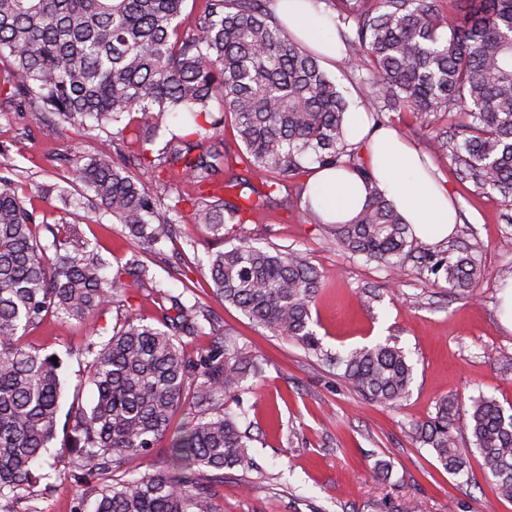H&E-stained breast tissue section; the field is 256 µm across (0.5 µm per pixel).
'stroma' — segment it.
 Masks as SVG:
<instances>
[{
	"label": "stroma",
	"mask_w": 512,
	"mask_h": 512,
	"mask_svg": "<svg viewBox=\"0 0 512 512\" xmlns=\"http://www.w3.org/2000/svg\"><path fill=\"white\" fill-rule=\"evenodd\" d=\"M324 70L349 106L371 116L378 112L363 71L347 69L340 60ZM384 126L418 149L428 171L456 200L461 222L447 248L482 241L480 259L488 276L473 296L454 297L445 280H429L414 270L396 276L342 253L305 200L293 194L277 195L262 214L225 225L223 237H216L192 223L190 205L179 203L188 186H163L148 173L142 177L146 187L180 209L179 234L164 242L159 254L143 255L153 287L131 293L129 307L100 311L94 326L50 314L24 337L63 362L59 419H66L73 400L86 405L93 398L92 387L83 382L91 360L87 342L106 343L129 312L151 322L155 291L161 288L212 310L238 345L264 363L260 380H246L241 401L227 403L230 412H248L251 452L259 470L246 477L225 471L216 487L221 512H399L409 500L418 502L420 512H512V499L484 480L478 453L470 454L468 473L453 475L429 449L419 447L410 431L412 423L433 415L438 401L454 393L481 394L512 407V331L499 321L498 298L500 281L512 276V247L504 245L512 239V207L498 193L460 182L453 160L433 153L427 138L416 134L411 113H387ZM105 136L90 118L59 130L42 113L0 106V150L19 167L15 180L25 205L44 212L51 224L66 218L115 270L137 247L97 207L69 164L73 156L95 154ZM242 237L270 251L299 252L327 274V286L312 311L326 349L345 351L387 339L408 352L414 382L402 406L392 410L367 403L346 387L336 369L288 337L254 326L215 296L210 257ZM382 460L391 464L385 476L374 472ZM82 489L71 478L49 479L32 506L35 512H74Z\"/></svg>",
	"instance_id": "obj_1"
}]
</instances>
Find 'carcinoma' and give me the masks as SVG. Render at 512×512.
Instances as JSON below:
<instances>
[{
	"label": "carcinoma",
	"mask_w": 512,
	"mask_h": 512,
	"mask_svg": "<svg viewBox=\"0 0 512 512\" xmlns=\"http://www.w3.org/2000/svg\"><path fill=\"white\" fill-rule=\"evenodd\" d=\"M186 0H0V53L12 58L17 80L5 102L48 113L61 123L88 117L117 126L109 146L72 172L144 251L172 238L175 221L162 198L146 190L137 171L167 173L197 196H181L194 222L224 237V225L266 209L289 191L309 158L346 166L373 184L345 140L348 103L316 55L273 22L265 0H203L190 24ZM345 46L344 64L367 71L365 85L384 112H412L434 151L448 153L460 180L491 189L512 205V0H331ZM218 103L244 146L233 153L212 115ZM186 112L185 133L156 147L159 121ZM133 116L134 126L125 123ZM446 122L450 135L433 124ZM264 176L260 192L234 166ZM16 165L0 151V512H18L49 477L35 462L57 438L61 364L23 342L50 314L91 323L108 306L153 282L134 254L115 276L65 219L48 224L18 194ZM240 189L237 205L224 199ZM48 232L54 258L40 231ZM333 245L393 272L405 271L415 250L410 225L373 188L358 215L331 225ZM474 242L463 252H424L421 270L444 276L448 290L468 295L486 269ZM214 292L253 324L285 335L341 367L342 380L368 401L394 408L410 394L414 365L388 341L334 356L312 327V307L324 275L298 252L273 253L242 238L210 259ZM155 322L127 316L96 350L85 381L95 388L89 407L74 404L56 454L96 477L75 512L94 498L93 512H220L214 487L224 469L254 470L253 437L224 400L262 376L258 356L224 334L213 312L183 294L157 290ZM209 325L213 344L193 354L184 339ZM461 398L441 399L435 415L413 425L415 441L449 473L465 470L472 437L482 472L512 498V408L482 395L460 424ZM169 450L155 472L138 465L160 442Z\"/></svg>",
	"instance_id": "obj_1"
}]
</instances>
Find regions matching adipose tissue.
I'll use <instances>...</instances> for the list:
<instances>
[{
    "mask_svg": "<svg viewBox=\"0 0 512 512\" xmlns=\"http://www.w3.org/2000/svg\"><path fill=\"white\" fill-rule=\"evenodd\" d=\"M275 17L289 36L336 60L341 47L331 16L314 0H276ZM349 143L363 145L378 188L393 201L418 240L435 244L448 239L457 224V206L445 186L426 170L418 152L390 129H371L365 112L351 110L345 120ZM306 197L329 224L351 221L361 210L368 190L347 168H316L306 181Z\"/></svg>",
    "mask_w": 512,
    "mask_h": 512,
    "instance_id": "adipose-tissue-1",
    "label": "adipose tissue"
}]
</instances>
